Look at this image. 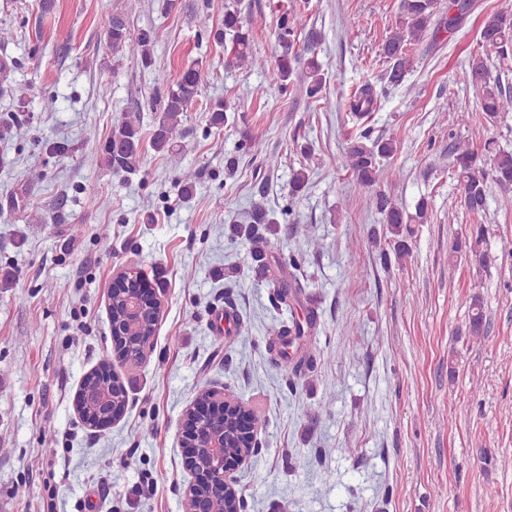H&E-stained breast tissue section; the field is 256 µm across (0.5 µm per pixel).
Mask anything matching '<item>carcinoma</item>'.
<instances>
[{
    "label": "carcinoma",
    "mask_w": 512,
    "mask_h": 512,
    "mask_svg": "<svg viewBox=\"0 0 512 512\" xmlns=\"http://www.w3.org/2000/svg\"><path fill=\"white\" fill-rule=\"evenodd\" d=\"M473 7V3H460L450 0H401L400 16L395 29L381 45L380 55L387 64L388 83L397 86L403 82L411 68L408 46L429 36L433 40L440 35L452 32L461 22V14ZM304 29L302 19L281 17L278 36L280 52L276 57L278 78L286 83L300 68L305 73L306 96L315 102L323 99L322 90L325 77L317 58L306 56L312 51L317 35L308 33L306 47L297 46L299 31ZM112 55L118 59L149 65L152 63L153 35L143 31L137 36L130 34L126 20L116 14L112 16L107 30ZM480 38L485 45L495 49L498 56L505 58L512 53V13L496 12L488 16L481 29ZM217 39L229 41L231 62H246L253 57L249 30L245 29L243 19L236 11L224 12V30L217 33ZM489 59L482 55H473L462 69V80L473 86L479 93L482 112L494 121L499 114L512 112V94L502 86L500 79L492 78L488 65ZM207 75L199 61L185 67L175 85L169 90L163 107L155 118L152 147L158 152L177 151V139L181 136L184 113L198 95L200 87L206 83ZM381 93L370 84H364L353 96L350 107L354 116L364 118L377 105ZM396 150L395 140L373 139L367 129L359 133L349 155V168L356 183L365 188L374 186L379 178L383 161L390 158ZM453 164L461 186L460 202L471 212H480L487 203V180L494 181L506 191L512 190V152L495 147L494 142L484 144L483 154L455 142L451 145ZM102 157L116 173L131 174L137 171L142 160V138L140 116L128 115L112 128L108 139L102 145ZM490 159V169H485V159ZM377 211L386 224L385 234L395 254L404 257L410 254L411 246L404 231L410 224H422L427 217V205L420 202L415 213L411 214L398 206L390 195L379 191L375 195ZM233 234L251 246V254L262 272L267 260L273 259L278 275L272 281V302L291 308L302 306V289L296 281L301 264V252L284 254L280 252L276 235V221L260 201L253 204L248 223L233 225ZM485 230L475 225L463 238H456L450 246V252L471 253L479 263L490 261L489 254L483 249ZM469 310L466 334L472 339H480L487 333V321L480 296L472 294L464 299ZM317 316L313 308L304 309L302 315L279 328L277 332L280 354L289 363L293 375L297 376L310 363L307 346L314 336ZM155 319L153 310L147 309L137 320L138 335L124 341V359L138 361L144 354V345L154 333ZM83 386L88 390L103 388L109 391L112 404L123 405L126 402L124 388L112 387V379L102 372L95 371L84 379Z\"/></svg>",
    "instance_id": "carcinoma-1"
}]
</instances>
